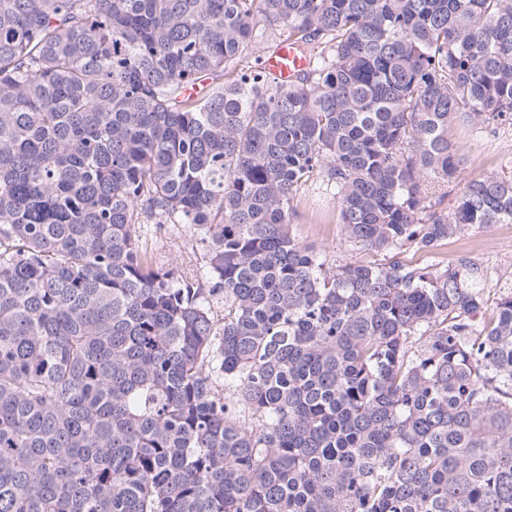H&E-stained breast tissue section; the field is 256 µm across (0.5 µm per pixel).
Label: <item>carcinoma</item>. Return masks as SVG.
I'll use <instances>...</instances> for the list:
<instances>
[{
	"label": "carcinoma",
	"mask_w": 512,
	"mask_h": 512,
	"mask_svg": "<svg viewBox=\"0 0 512 512\" xmlns=\"http://www.w3.org/2000/svg\"><path fill=\"white\" fill-rule=\"evenodd\" d=\"M458 125H512V0H0V512H512V291L292 227L319 178L377 255L512 223ZM309 60L301 54L295 45L285 41L279 43L263 59L264 69L276 80L284 84L291 83L296 76L307 69ZM141 224L139 230L140 240L148 253L160 264L173 268H185L188 265L189 257L193 259L192 264L199 266L201 257L197 259L184 247L191 246L195 237L194 230L187 224Z\"/></svg>",
	"instance_id": "carcinoma-1"
}]
</instances>
